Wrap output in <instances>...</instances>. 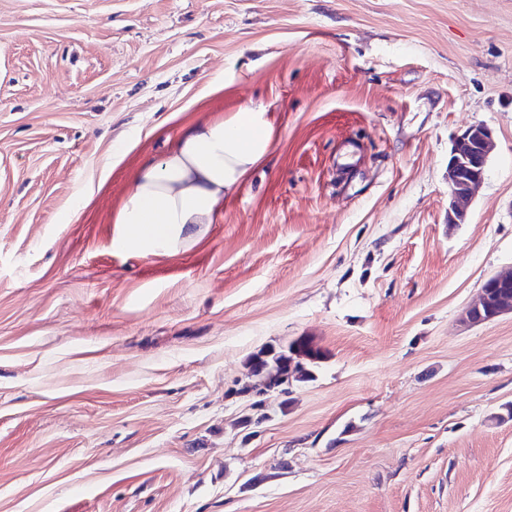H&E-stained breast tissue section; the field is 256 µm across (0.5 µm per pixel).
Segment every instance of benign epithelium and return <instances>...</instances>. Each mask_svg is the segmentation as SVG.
<instances>
[{
	"instance_id": "1",
	"label": "benign epithelium",
	"mask_w": 512,
	"mask_h": 512,
	"mask_svg": "<svg viewBox=\"0 0 512 512\" xmlns=\"http://www.w3.org/2000/svg\"><path fill=\"white\" fill-rule=\"evenodd\" d=\"M493 147L492 130L485 124L472 125L455 139L448 159V223H464L466 212L463 204L481 187ZM511 311L512 273L494 275L483 283L466 318L473 324H479Z\"/></svg>"
}]
</instances>
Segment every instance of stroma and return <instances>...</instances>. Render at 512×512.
I'll return each mask as SVG.
<instances>
[{
    "label": "stroma",
    "mask_w": 512,
    "mask_h": 512,
    "mask_svg": "<svg viewBox=\"0 0 512 512\" xmlns=\"http://www.w3.org/2000/svg\"><path fill=\"white\" fill-rule=\"evenodd\" d=\"M244 107L215 223L114 252L141 162ZM509 270L512 0H0V512H512V314L465 320ZM493 147L492 130L484 124L470 126L455 139L448 159L449 223H464L463 204L481 187ZM288 352L297 355L291 358L293 363H290V358L288 362ZM322 358L323 355L318 349L309 347L301 340L290 342L285 351L275 349L261 351L251 359L250 363V374L258 377L259 383L247 385L242 390L252 392L255 397H261L270 390L290 385L292 381H312L314 380L313 371ZM301 362L304 367L300 366Z\"/></svg>",
    "instance_id": "stroma-1"
}]
</instances>
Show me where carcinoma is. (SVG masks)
<instances>
[{
  "instance_id": "carcinoma-1",
  "label": "carcinoma",
  "mask_w": 512,
  "mask_h": 512,
  "mask_svg": "<svg viewBox=\"0 0 512 512\" xmlns=\"http://www.w3.org/2000/svg\"><path fill=\"white\" fill-rule=\"evenodd\" d=\"M321 359L323 355L319 350L301 340L290 342L284 350L269 349L255 355L251 359L250 374L259 378V382L243 387V391L257 397L252 408L260 411L258 418L266 417L264 393L294 381L314 380L313 371Z\"/></svg>"
}]
</instances>
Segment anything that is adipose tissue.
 Masks as SVG:
<instances>
[{
    "instance_id": "ef3b65f1",
    "label": "adipose tissue",
    "mask_w": 512,
    "mask_h": 512,
    "mask_svg": "<svg viewBox=\"0 0 512 512\" xmlns=\"http://www.w3.org/2000/svg\"><path fill=\"white\" fill-rule=\"evenodd\" d=\"M273 130L265 112L244 108L230 117L185 128L165 156L143 162L134 188L114 218L119 251L171 252L189 228L214 223L224 198L269 152Z\"/></svg>"
}]
</instances>
